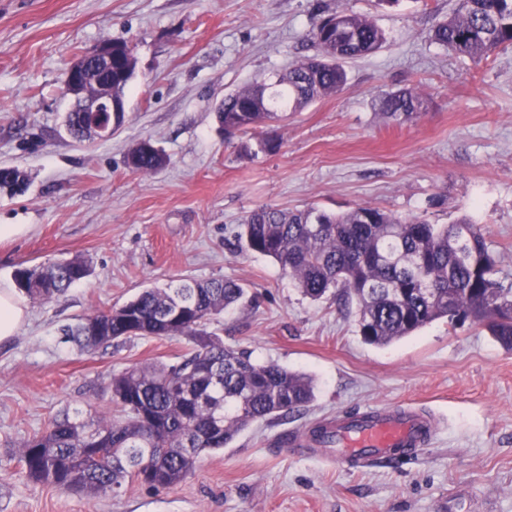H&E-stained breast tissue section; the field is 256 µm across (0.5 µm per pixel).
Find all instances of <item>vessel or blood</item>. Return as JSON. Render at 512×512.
I'll use <instances>...</instances> for the list:
<instances>
[{
    "label": "vessel or blood",
    "instance_id": "b4317fda",
    "mask_svg": "<svg viewBox=\"0 0 512 512\" xmlns=\"http://www.w3.org/2000/svg\"><path fill=\"white\" fill-rule=\"evenodd\" d=\"M433 436L430 416L394 406L341 413L322 436L296 434L288 443L294 448L311 449L322 458L351 460L367 467L382 459L414 457Z\"/></svg>",
    "mask_w": 512,
    "mask_h": 512
}]
</instances>
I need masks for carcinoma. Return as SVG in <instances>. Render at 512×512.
<instances>
[{
	"mask_svg": "<svg viewBox=\"0 0 512 512\" xmlns=\"http://www.w3.org/2000/svg\"><path fill=\"white\" fill-rule=\"evenodd\" d=\"M311 39L316 55L272 80H254L219 105L221 130L227 140L239 139L240 154L252 153L249 134L261 136L260 149L276 150L280 140L266 129L277 113L299 112L342 91L348 83L342 62L376 52L387 36L368 16L336 11L320 20ZM431 39L474 62L512 49V0H458ZM112 46V73L97 67L95 74L101 85L112 84V98L121 104L136 59L129 42ZM426 109L418 87L380 101L382 118L391 125ZM65 126L72 139L84 141L80 113H66ZM166 163L148 139L127 155L128 166L143 175ZM28 185L23 171H0V192L21 193ZM235 238L246 251L277 261L305 296L356 305L358 332L367 344L384 346L445 319L453 326L465 320L481 325L512 350V285L506 288L497 278L485 233L467 217L439 225L364 205L336 214L314 206L259 207L243 217ZM88 275L85 261L74 258L19 268L14 281L28 297L52 300ZM246 294L235 280L180 277L63 329L67 340L88 351L131 337L184 336L192 347L177 364L132 367L112 377L108 389L124 420L100 413L87 420L55 416L18 451L27 476L89 498L116 495L128 479L169 488L192 475L202 454L225 447L252 423L307 409L315 398L311 375L259 362L252 351L226 347L223 337L207 330Z\"/></svg>",
	"mask_w": 512,
	"mask_h": 512,
	"instance_id": "obj_1",
	"label": "carcinoma"
}]
</instances>
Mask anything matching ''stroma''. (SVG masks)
<instances>
[{
    "mask_svg": "<svg viewBox=\"0 0 512 512\" xmlns=\"http://www.w3.org/2000/svg\"><path fill=\"white\" fill-rule=\"evenodd\" d=\"M457 0H0V166L26 171L25 194H0V280L23 266L81 258L87 278L58 300H29V320L0 344V512H512V351L480 326L438 320L378 347L354 312L304 297L279 265L241 250L242 216L265 205L342 212L361 204L433 224L469 217L486 230L499 280L512 284V49L476 63L430 39ZM371 17L386 44L346 61L347 87L292 112L278 152L240 157L215 109L230 92L314 55L309 33L336 10ZM135 47L125 122L79 144L62 127L78 51ZM427 96L424 115L384 125L379 98ZM151 140L169 158L148 175L126 165ZM242 283L253 302L209 328L317 381L307 411L256 424L202 454L179 485L127 482L88 498L30 480L20 446L69 413L121 412L108 383L136 365L174 364L181 336L132 338L93 352L64 326L171 279ZM401 403L435 417L408 462L352 468L290 455L284 436L354 408Z\"/></svg>",
    "mask_w": 512,
    "mask_h": 512,
    "instance_id": "obj_1",
    "label": "stroma"
}]
</instances>
